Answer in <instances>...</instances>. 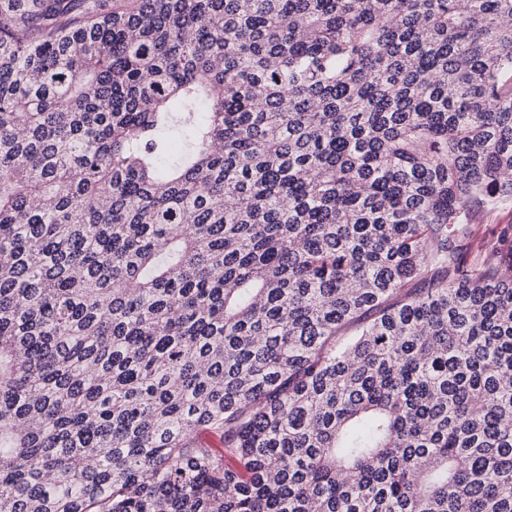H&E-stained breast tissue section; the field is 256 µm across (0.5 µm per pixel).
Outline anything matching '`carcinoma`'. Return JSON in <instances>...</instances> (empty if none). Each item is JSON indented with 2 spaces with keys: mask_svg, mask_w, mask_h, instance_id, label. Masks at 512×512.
<instances>
[{
  "mask_svg": "<svg viewBox=\"0 0 512 512\" xmlns=\"http://www.w3.org/2000/svg\"><path fill=\"white\" fill-rule=\"evenodd\" d=\"M509 201L512 0H0V512H512ZM474 234L471 238V247L466 254L467 262H470L475 254H484L488 262L492 261L494 254L502 248L499 245L500 230L512 224V203L503 206L494 213H485L474 207Z\"/></svg>",
  "mask_w": 512,
  "mask_h": 512,
  "instance_id": "obj_1",
  "label": "carcinoma"
}]
</instances>
